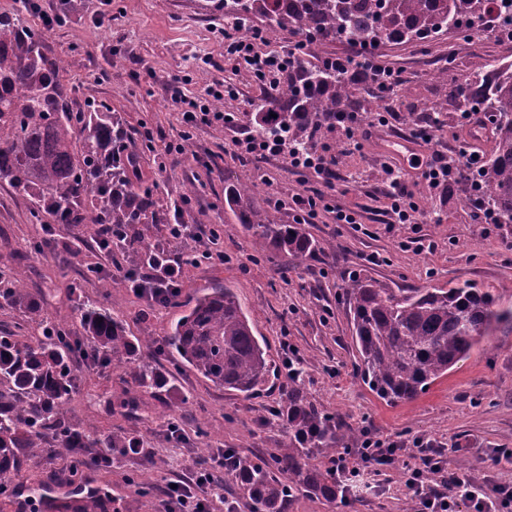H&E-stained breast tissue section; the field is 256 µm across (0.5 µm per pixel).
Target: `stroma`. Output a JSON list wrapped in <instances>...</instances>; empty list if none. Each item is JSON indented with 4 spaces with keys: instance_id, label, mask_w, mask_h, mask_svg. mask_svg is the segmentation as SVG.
<instances>
[{
    "instance_id": "obj_1",
    "label": "stroma",
    "mask_w": 512,
    "mask_h": 512,
    "mask_svg": "<svg viewBox=\"0 0 512 512\" xmlns=\"http://www.w3.org/2000/svg\"><path fill=\"white\" fill-rule=\"evenodd\" d=\"M224 25V18L201 14L193 0H70L65 21L44 31L50 53L64 60L77 100L103 102L120 113L129 137L144 149L147 181L158 195L174 199L186 184H199L191 215L202 228L219 231L225 259L186 267L180 300L187 304L202 289L233 285L268 339L275 374L245 400L175 368L155 349L138 352L132 363L120 366L75 357L69 421L78 427L94 425L103 436L134 431L151 453L125 457L94 448L79 458L44 454L10 476L11 491L0 496V512H31L28 489L38 481L59 495L105 483L112 494L110 512H164V486L191 477L199 457L212 463L222 450L234 448L243 456L266 458L286 439L270 409L288 389L283 367L288 357L302 363L310 400L356 429L408 443L425 437L441 447L446 467H455L463 457L476 478L512 481V326L501 325L425 394L392 407L378 400L354 369L345 296L346 284L361 276L393 289L469 283L499 295L501 306H512V224L475 218L459 191H428L418 170L392 145L393 137L411 136L414 115L447 95V86L436 78L440 68L467 73L477 54L512 60V42L485 33L466 41L446 31L425 52L413 44H383L385 63L400 77L376 104L387 122L363 123L350 144L332 135L323 138L338 156L336 177L327 185L275 159L254 169L234 157L231 132L216 122L191 128L183 152L169 150L181 129V109L169 86L200 99L208 87L232 83L238 94L224 97L222 104L238 116L262 96L246 68L225 62ZM457 113L454 105L437 113L436 139L428 147L415 145V154L435 149L450 158L458 155L467 134L456 124ZM391 168L405 175L419 207L418 223L391 221V201L384 192ZM247 172L257 185L256 206L319 189L354 211L357 221L337 224L327 214L308 225L320 249L291 265L272 250L257 254L224 211L225 186ZM57 231L49 248L34 252L30 240L42 236V226L32 218L28 199L0 184V252L9 253L13 265L24 271L27 288L48 315L72 322L76 307L92 300L119 314L130 335L162 338L177 310L147 307L122 285L103 287L90 271L97 262L92 225L62 224ZM373 254L378 263H370ZM146 364L165 373L168 385L140 398L137 411L128 412L120 397L133 389L136 371ZM171 417L180 422L181 436L170 434L166 421ZM200 426L210 432L203 442L196 435ZM133 470L150 471L155 491L138 493L128 481ZM411 497L403 469H388L373 476L370 488L351 506L330 505L304 493L287 512H405Z\"/></svg>"
}]
</instances>
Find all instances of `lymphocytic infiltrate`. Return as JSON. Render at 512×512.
I'll return each instance as SVG.
<instances>
[{
  "label": "lymphocytic infiltrate",
  "mask_w": 512,
  "mask_h": 512,
  "mask_svg": "<svg viewBox=\"0 0 512 512\" xmlns=\"http://www.w3.org/2000/svg\"><path fill=\"white\" fill-rule=\"evenodd\" d=\"M266 39L263 29L244 21H237L224 30V56L228 61L246 67L266 93H274L278 75L288 62V55L263 53L259 44ZM236 158L262 166L270 159H280L286 166L315 178L333 174L336 157L329 150H310L306 153L289 151L287 146L272 136L258 131L242 133L233 141ZM482 155L479 151L459 154L449 159L432 153L421 172L429 190H450L453 183L472 178L479 169ZM299 224L314 223L320 215H333L340 224L356 223L354 212L329 203L319 191L292 195L288 204ZM197 224H171L167 227L166 242L152 259H139L123 270L126 286L144 303L152 307L167 306L182 291L186 258L178 249L179 243L198 237ZM413 455L415 463L406 469V485L413 494L415 512H459L460 503H467L470 512H498L512 504V485L475 481L459 470L446 468L431 440L415 438L412 443L388 438H365L357 453L339 454L335 459L338 470L359 475L361 471L377 467L393 468L402 457ZM441 475L443 490H436L432 475ZM215 485L210 469L198 468L189 480L177 481L175 487L165 488L167 512H210L209 491Z\"/></svg>",
  "instance_id": "1"
}]
</instances>
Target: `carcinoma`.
<instances>
[{
	"label": "carcinoma",
	"mask_w": 512,
	"mask_h": 512,
	"mask_svg": "<svg viewBox=\"0 0 512 512\" xmlns=\"http://www.w3.org/2000/svg\"><path fill=\"white\" fill-rule=\"evenodd\" d=\"M18 2L14 11L0 12V183L28 197L37 219L47 214L65 224H123L126 240L141 254L155 251L159 243L152 241L151 228L178 220L175 200L145 185L141 152L130 144L116 109L89 101L77 105L62 59L47 51L42 32L21 19L29 0ZM493 2L498 26L511 29L512 0H201L198 9L214 17L261 19L304 41L306 49L288 64L281 85L251 121L260 131L285 136L290 148L306 151L317 126L338 112H357L364 121L378 98L379 87L359 66L328 61L323 46L416 42L425 52L444 28L468 41ZM437 77L450 84L449 98L476 107L491 125L479 197L499 223L512 224V61L478 60L451 83L446 67ZM255 188L248 173L224 188V203L255 250L273 249L291 261L315 252L304 225L282 224L276 210L252 204ZM3 274L12 284L8 302L24 309L38 334L0 335V478L48 446L60 454L102 446L139 454L135 434L100 439L94 426L70 423L66 404L79 337L33 301L23 288V272L0 253ZM346 300L357 373L388 405L416 399L499 325L512 324V307H499L495 294L468 283L396 293L358 278L347 284ZM78 319L94 349L113 365L130 362L140 346L156 344L153 337L129 335L117 315L94 304L80 308ZM162 346L174 366L244 398L260 391L273 371L266 339L257 335L236 289L227 284L203 290L164 331ZM166 383L153 370L140 372L145 393ZM276 415L288 430L287 441L263 462L238 457L230 479L239 495L251 512H285L287 499L304 492L336 502L342 476L332 459L357 430L318 409L297 377ZM30 493L46 512H103L109 500L102 487L88 488L78 500L50 499L41 482Z\"/></svg>",
	"instance_id": "1"
}]
</instances>
